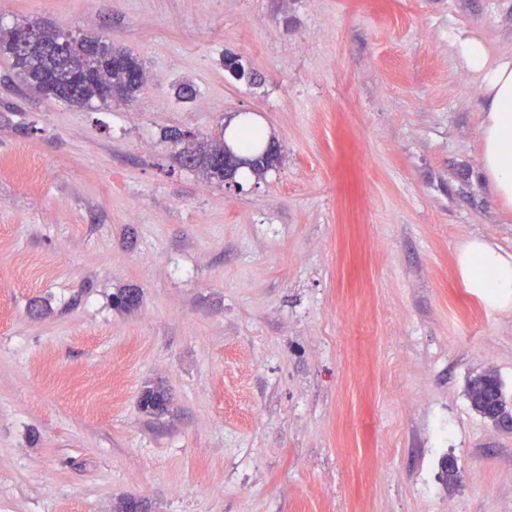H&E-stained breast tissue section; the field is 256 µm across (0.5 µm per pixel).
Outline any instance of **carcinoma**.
<instances>
[{
	"mask_svg": "<svg viewBox=\"0 0 512 512\" xmlns=\"http://www.w3.org/2000/svg\"><path fill=\"white\" fill-rule=\"evenodd\" d=\"M23 26L6 31L0 27V52L11 60L24 85L41 96L52 84L58 91L57 100L90 107L108 104L117 97L130 100L145 87L142 65L129 52L112 48V43L100 36H66L62 54L50 55L41 48V41L21 45ZM182 153L191 159L189 168H199L219 182L234 178L238 169L224 170L216 155L224 153V131L211 137L205 146L183 147ZM142 408L150 413L165 405V395L159 390L146 391Z\"/></svg>",
	"mask_w": 512,
	"mask_h": 512,
	"instance_id": "carcinoma-1",
	"label": "carcinoma"
}]
</instances>
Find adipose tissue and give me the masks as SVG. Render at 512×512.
<instances>
[{
  "label": "adipose tissue",
  "instance_id": "obj_1",
  "mask_svg": "<svg viewBox=\"0 0 512 512\" xmlns=\"http://www.w3.org/2000/svg\"><path fill=\"white\" fill-rule=\"evenodd\" d=\"M475 73L483 108L480 121L482 173L493 199L512 207V57L493 54L480 38L459 45ZM456 271L464 288L493 310L512 307V254L479 239L459 251Z\"/></svg>",
  "mask_w": 512,
  "mask_h": 512
}]
</instances>
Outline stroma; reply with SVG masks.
Listing matches in <instances>:
<instances>
[{"label": "stroma", "mask_w": 512, "mask_h": 512, "mask_svg": "<svg viewBox=\"0 0 512 512\" xmlns=\"http://www.w3.org/2000/svg\"><path fill=\"white\" fill-rule=\"evenodd\" d=\"M34 21L147 86L77 107L0 56V512H512V430L467 394L512 404V309L456 275L512 209L455 50L511 55L512 0H0ZM241 112L280 161L239 188L164 138Z\"/></svg>", "instance_id": "35a3bbf8"}]
</instances>
